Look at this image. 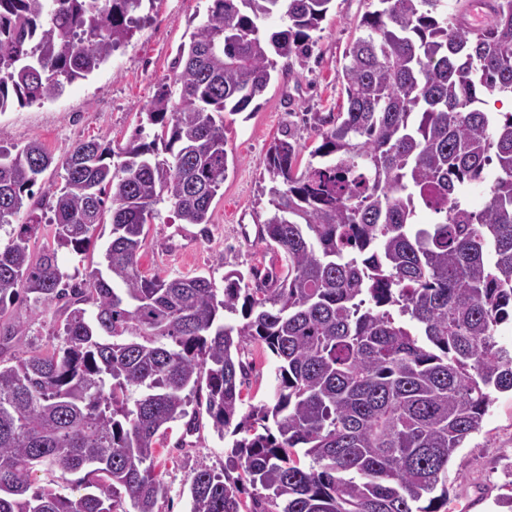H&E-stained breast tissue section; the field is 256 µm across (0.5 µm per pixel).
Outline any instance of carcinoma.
<instances>
[{
  "label": "carcinoma",
  "mask_w": 512,
  "mask_h": 512,
  "mask_svg": "<svg viewBox=\"0 0 512 512\" xmlns=\"http://www.w3.org/2000/svg\"><path fill=\"white\" fill-rule=\"evenodd\" d=\"M147 1L0 0V112L99 69L152 19ZM210 2L145 109L154 140L77 143L64 184L33 204L53 156L0 146V314L22 294L66 310L60 348L0 364V512H117L124 497L158 512L160 438L203 388L218 434L241 435V473L195 472L190 512H241L242 481L250 512H440L453 454L492 393L512 391V349L496 340L512 321V114L482 108L512 95V0H485L479 28L445 0H376L345 55V110L318 118L312 161L299 169L307 146L291 132L263 160L261 239L283 271L253 288L232 272L220 296L204 275H145V225L163 202L210 223L228 172L222 113L247 110L278 60L309 51L332 0ZM274 14L285 28L270 33ZM491 164L474 212L459 190ZM43 209L54 245L34 257ZM107 210L112 239L81 279L59 251H85ZM247 340L279 365L273 401L241 416L234 351ZM39 470L81 472L87 492L35 488Z\"/></svg>",
  "instance_id": "cac0c4a2"
}]
</instances>
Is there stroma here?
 Returning a JSON list of instances; mask_svg holds the SVG:
<instances>
[{
  "label": "stroma",
  "instance_id": "35a3bbf8",
  "mask_svg": "<svg viewBox=\"0 0 512 512\" xmlns=\"http://www.w3.org/2000/svg\"><path fill=\"white\" fill-rule=\"evenodd\" d=\"M208 0H154L151 22L86 78L66 86L58 98L0 114V145L23 148L32 141L45 145L53 165L39 180L40 188L61 186L62 166L72 147L98 140L119 150L132 140L140 114L159 84L171 74L181 43L206 18ZM373 0H333L314 32L315 44L305 57L290 59L266 91L245 112L225 115L229 161L224 187L213 201L207 224H184L169 203L145 227L140 265L147 275H204L223 290L225 274L281 271L279 255L259 237L272 207L262 180L263 160L275 139L294 131L300 142L317 146L314 114L343 111L346 105L345 51ZM6 320L21 324L27 345L52 349L62 343L65 318L58 304L32 309L25 299L8 304ZM240 358L246 369L244 406L271 401L277 358L265 345L244 342ZM205 394L192 397L187 410L197 413L194 427L171 423L156 455V469L166 486L160 512H190L189 480L202 468L232 470V441L220 438L204 407ZM448 512H497L498 497L512 493V393H498L482 427L458 449L448 469Z\"/></svg>",
  "mask_w": 512,
  "mask_h": 512
}]
</instances>
